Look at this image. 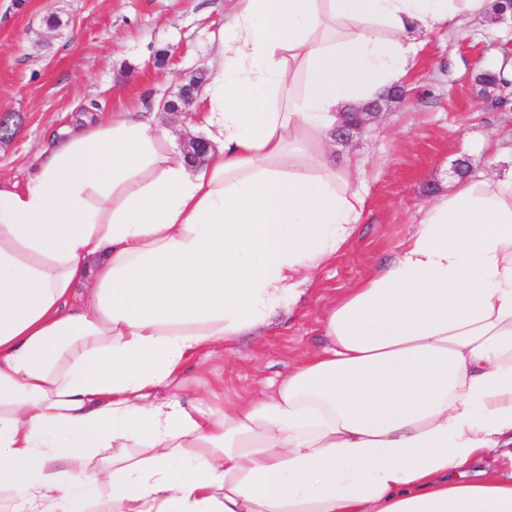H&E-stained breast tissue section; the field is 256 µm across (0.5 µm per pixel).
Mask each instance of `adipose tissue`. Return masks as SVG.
Masks as SVG:
<instances>
[{
  "mask_svg": "<svg viewBox=\"0 0 512 512\" xmlns=\"http://www.w3.org/2000/svg\"><path fill=\"white\" fill-rule=\"evenodd\" d=\"M491 0H236L199 165L148 111L64 128L0 180V492L11 512H512V151L422 211L268 395L153 403L292 308L356 235L337 113L414 34ZM111 459L93 463L96 449Z\"/></svg>",
  "mask_w": 512,
  "mask_h": 512,
  "instance_id": "ef3b65f1",
  "label": "adipose tissue"
}]
</instances>
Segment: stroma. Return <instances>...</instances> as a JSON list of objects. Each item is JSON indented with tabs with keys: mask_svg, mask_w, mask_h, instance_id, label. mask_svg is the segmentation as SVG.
<instances>
[{
	"mask_svg": "<svg viewBox=\"0 0 512 512\" xmlns=\"http://www.w3.org/2000/svg\"><path fill=\"white\" fill-rule=\"evenodd\" d=\"M231 0H0V177L24 180L71 108L102 118L154 111L162 126L205 136L199 105L170 115L162 101L185 85L208 83V62L224 33ZM497 78L481 82L482 74ZM407 83L379 125L331 152L361 168L369 190L358 233L320 271L292 314L258 325L224 348L199 353L154 402L198 389L223 407L268 391L298 356L321 349L322 322L348 288L390 261L465 160L467 175L491 173L512 145V21H467L451 34L424 36Z\"/></svg>",
	"mask_w": 512,
	"mask_h": 512,
	"instance_id": "stroma-1",
	"label": "stroma"
}]
</instances>
